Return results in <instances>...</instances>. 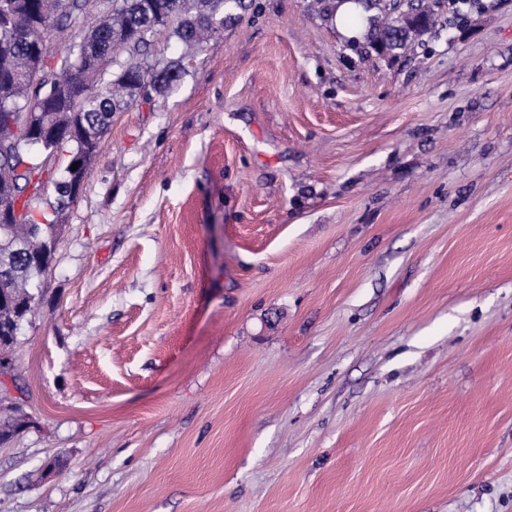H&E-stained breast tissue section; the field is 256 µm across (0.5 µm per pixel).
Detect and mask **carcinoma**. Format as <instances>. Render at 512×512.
<instances>
[{
	"instance_id": "obj_1",
	"label": "carcinoma",
	"mask_w": 512,
	"mask_h": 512,
	"mask_svg": "<svg viewBox=\"0 0 512 512\" xmlns=\"http://www.w3.org/2000/svg\"><path fill=\"white\" fill-rule=\"evenodd\" d=\"M185 2L96 0L98 25L82 30L66 50L52 57L51 68L57 78L37 90L23 79L33 50L49 53L56 31L72 27L75 20L87 16V0H68L66 13L51 20L43 18L41 0H0V24L8 22L23 28L28 37L25 42L4 48V38L0 37V103L23 112L39 98L48 96L51 100L41 115L48 135L40 147L32 150L20 145L12 157L0 161L13 167L22 165L27 171L16 179L12 192L0 190V202L10 206L16 215V223L0 229V242L23 244L32 256L44 253L49 226L59 223L60 215L68 208L61 188L68 179L70 162L86 145L83 136L73 138L70 132L80 126L103 139L113 114L138 102L143 86L159 95L174 89L188 72L194 50L218 45V29L248 8L245 0H192L188 6ZM356 2L368 13L364 42L351 44L356 50L397 58L439 25L441 0ZM144 29L165 30L167 37L185 45L186 51L176 61L150 63V43L142 35ZM112 45L121 46L127 57L117 60L112 80L107 82L97 59ZM48 153L60 162L52 180L53 194L42 196L41 184L25 194L31 174L41 171L40 156ZM35 200L39 205L33 204ZM40 277L30 260L0 251V295L5 298L0 304V331L12 323L18 307L29 306L37 297L36 280Z\"/></svg>"
}]
</instances>
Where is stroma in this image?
Instances as JSON below:
<instances>
[{"instance_id": "obj_1", "label": "stroma", "mask_w": 512, "mask_h": 512, "mask_svg": "<svg viewBox=\"0 0 512 512\" xmlns=\"http://www.w3.org/2000/svg\"><path fill=\"white\" fill-rule=\"evenodd\" d=\"M310 4L113 116L0 512H512V0L397 60Z\"/></svg>"}]
</instances>
